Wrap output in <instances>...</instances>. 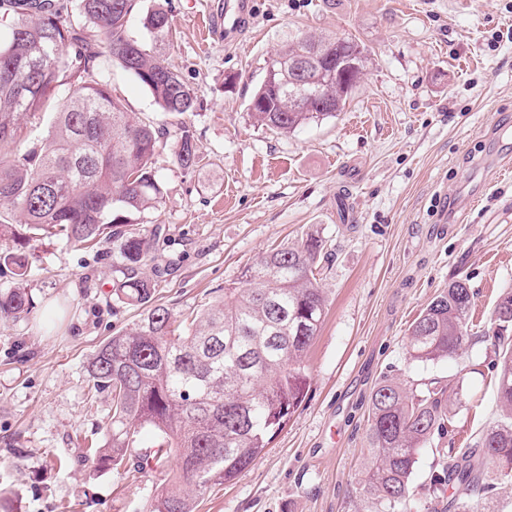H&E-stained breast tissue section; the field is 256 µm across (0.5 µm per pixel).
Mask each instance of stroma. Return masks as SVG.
Returning a JSON list of instances; mask_svg holds the SVG:
<instances>
[{
	"label": "stroma",
	"instance_id": "35a3bbf8",
	"mask_svg": "<svg viewBox=\"0 0 512 512\" xmlns=\"http://www.w3.org/2000/svg\"><path fill=\"white\" fill-rule=\"evenodd\" d=\"M224 0H138L129 38L157 50L192 90L185 123L202 157L182 169L172 147L154 167L165 187L141 226L165 227L153 302L177 317L218 290L244 287L245 267L306 231L324 240L330 306L304 358L305 398L268 448L196 512H360L369 398L390 376L417 385L463 378L453 424L421 449L409 512H432L430 478L444 455L473 447L499 417V367L486 335L512 290V0H254L242 39L225 43L211 17ZM163 7L172 37L143 26ZM301 33L348 34L369 57L336 117L289 135L255 126L249 100L276 53ZM105 79L127 111L164 116L119 64ZM27 287L30 321L0 320V487L16 512H146L167 473L138 478L76 462L102 438L107 394L86 363L142 314L112 294L113 241L89 252L44 238ZM474 294L472 340L458 355L417 361L408 329L454 277ZM71 459L65 469L52 457Z\"/></svg>",
	"mask_w": 512,
	"mask_h": 512
}]
</instances>
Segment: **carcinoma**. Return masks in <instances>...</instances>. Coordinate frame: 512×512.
Segmentation results:
<instances>
[{
  "mask_svg": "<svg viewBox=\"0 0 512 512\" xmlns=\"http://www.w3.org/2000/svg\"><path fill=\"white\" fill-rule=\"evenodd\" d=\"M12 15L0 39V71L13 70L20 85L37 89L23 98L0 82V267L13 286L0 290V318L19 322L32 313L25 288L32 261L24 245L50 234L83 248L119 242L112 255L113 295L143 308L137 326L107 338L89 357L91 389L106 391L112 416L100 442L80 460L114 469L135 460L134 472H176L156 490L148 512H195L197 499L232 482L254 462L300 407L307 376L303 358L321 328L329 298L319 275L323 240L315 231L292 245L273 248L244 271L248 287L226 288L209 307L179 319L152 304L153 280L145 267L162 229H136L141 215L157 208L164 187L152 167L164 139L174 138L178 164L191 170L201 156L182 122L158 128L125 110L98 70L110 57L151 93L171 118L195 109V98L157 55L125 36L136 0H78V17L59 0H0ZM145 27L169 35L161 7L146 14ZM102 28L100 37L91 27ZM337 48L334 58L314 62L310 76L326 89L325 106L307 87L289 82L293 60L314 50ZM43 54L37 69H28ZM365 68L351 37L304 34L272 60L254 93L250 117L259 127L288 134L343 110ZM68 89L39 143L21 145V122ZM474 294L455 278L417 316L409 329L412 358L453 357L470 340ZM504 332L512 326V292L502 295L490 318ZM498 403L503 417L488 426L476 447L448 456L431 476L435 499L455 490L448 509L498 512L499 482L512 474V344L499 355ZM463 382L433 378L406 387L384 378L372 392L368 417L371 462L359 482L366 512H407L411 478L420 449L447 431L460 403ZM153 435L148 447L138 436Z\"/></svg>",
  "mask_w": 512,
  "mask_h": 512,
  "instance_id": "cac0c4a2",
  "label": "carcinoma"
}]
</instances>
